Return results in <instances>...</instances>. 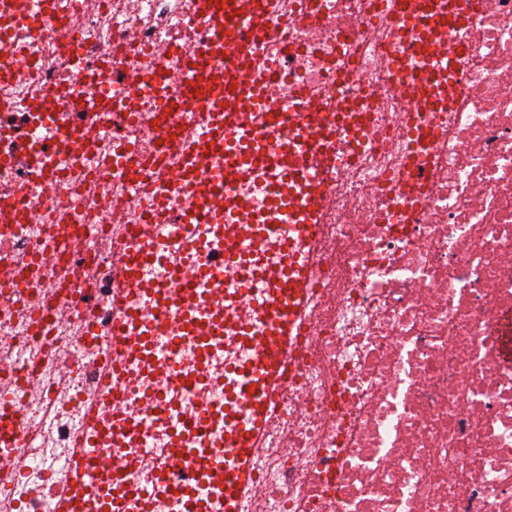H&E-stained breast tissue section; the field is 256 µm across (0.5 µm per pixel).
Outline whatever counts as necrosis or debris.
<instances>
[{
	"mask_svg": "<svg viewBox=\"0 0 512 512\" xmlns=\"http://www.w3.org/2000/svg\"><path fill=\"white\" fill-rule=\"evenodd\" d=\"M49 26L0 6V512H51L70 486L73 450L101 445L84 428L100 396L96 371L115 330L173 329L180 317L151 300L181 294L214 313L209 381L159 384V363L119 351L118 400L130 430L106 428L133 460L122 494L130 512H184L158 479L173 433L190 448L224 446L217 417L224 369L244 360L225 331L241 303L185 269L224 256V203L177 182L181 144L158 153V106L184 85L186 53L210 28L199 0H50ZM401 0H273L252 38L248 78L266 109L292 100L341 132L319 170L321 258L307 286L276 416L243 512H512V364L501 318L512 313V0H461L469 18L452 37L459 100L416 112L397 62L420 37L404 31ZM163 82L153 83L157 63ZM104 73L112 109L100 112L86 74ZM446 142L420 151L421 122ZM286 120L265 164L239 181L243 224H284L267 181L286 170ZM53 156L54 188L36 175ZM172 181L154 206L156 175ZM211 214L207 223L188 214ZM165 228L143 260L148 292L117 321L113 276L147 226ZM161 392L165 419L146 398Z\"/></svg>",
	"mask_w": 512,
	"mask_h": 512,
	"instance_id": "4bbe7bcc",
	"label": "necrosis or debris"
}]
</instances>
